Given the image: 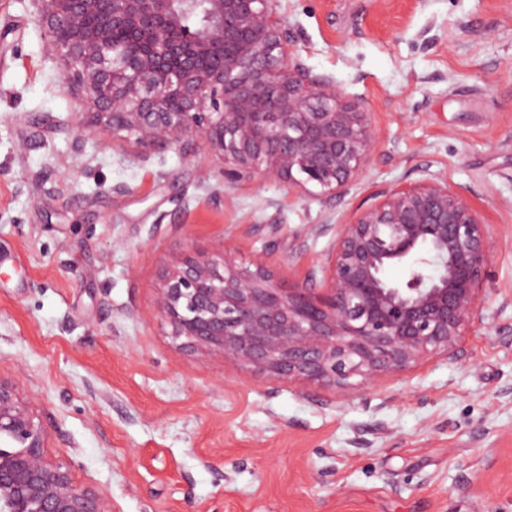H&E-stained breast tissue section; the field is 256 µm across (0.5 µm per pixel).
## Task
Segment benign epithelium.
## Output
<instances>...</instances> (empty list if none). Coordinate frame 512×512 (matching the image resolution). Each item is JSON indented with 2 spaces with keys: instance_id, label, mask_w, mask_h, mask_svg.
I'll return each mask as SVG.
<instances>
[{
  "instance_id": "obj_1",
  "label": "benign epithelium",
  "mask_w": 512,
  "mask_h": 512,
  "mask_svg": "<svg viewBox=\"0 0 512 512\" xmlns=\"http://www.w3.org/2000/svg\"><path fill=\"white\" fill-rule=\"evenodd\" d=\"M44 48L106 126L143 148L194 135L245 172L343 193L376 136L363 100L297 62L276 0H33ZM336 225L322 287H285L263 261L173 253L156 313L181 346L273 382L355 390L455 355L490 277L489 225L442 179L397 185ZM407 265L394 281L386 271ZM46 433L0 379V512H107L44 455Z\"/></svg>"
}]
</instances>
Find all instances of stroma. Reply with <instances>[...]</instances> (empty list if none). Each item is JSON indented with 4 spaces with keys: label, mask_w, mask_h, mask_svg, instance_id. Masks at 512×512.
Here are the masks:
<instances>
[{
    "label": "stroma",
    "mask_w": 512,
    "mask_h": 512,
    "mask_svg": "<svg viewBox=\"0 0 512 512\" xmlns=\"http://www.w3.org/2000/svg\"><path fill=\"white\" fill-rule=\"evenodd\" d=\"M297 59L366 103L341 197L226 183L200 139L144 149L82 112L32 0H0V378L47 460L110 512H512V0H279ZM491 227L455 356L344 394L183 348L155 311L171 254L265 257L319 284L377 191L428 176Z\"/></svg>",
    "instance_id": "obj_1"
}]
</instances>
